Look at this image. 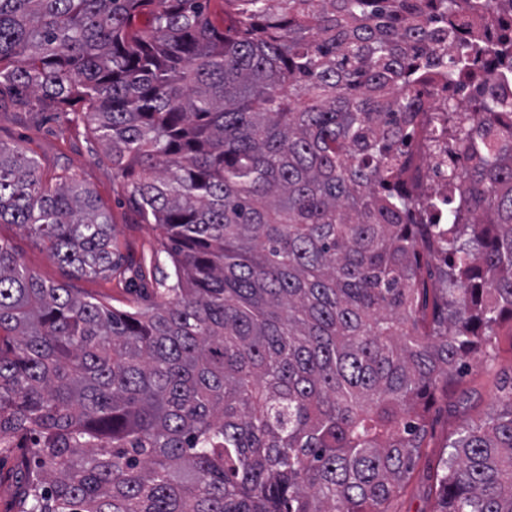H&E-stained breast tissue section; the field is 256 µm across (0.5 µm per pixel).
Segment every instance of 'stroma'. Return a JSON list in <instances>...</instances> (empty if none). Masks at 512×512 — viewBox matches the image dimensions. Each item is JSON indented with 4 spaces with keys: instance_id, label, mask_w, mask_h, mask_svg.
<instances>
[{
    "instance_id": "35a3bbf8",
    "label": "stroma",
    "mask_w": 512,
    "mask_h": 512,
    "mask_svg": "<svg viewBox=\"0 0 512 512\" xmlns=\"http://www.w3.org/2000/svg\"><path fill=\"white\" fill-rule=\"evenodd\" d=\"M0 141L21 147L36 157L43 178L69 169L93 188L112 214V236L122 254L153 266L160 248V232L139 223L102 143L82 128H75L63 112H44L36 105L0 100ZM0 240L8 242L20 260L42 280L64 283L79 295H92L121 311H134L147 303L146 293L119 279L90 280L70 275L47 250L13 224H0ZM512 383V323L499 329L497 358L492 368L474 366L457 376L447 397L432 407L421 459L391 512H433L435 472L446 456L449 438L490 411L504 385Z\"/></svg>"
}]
</instances>
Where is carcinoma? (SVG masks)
Returning <instances> with one entry per match:
<instances>
[{
    "label": "carcinoma",
    "mask_w": 512,
    "mask_h": 512,
    "mask_svg": "<svg viewBox=\"0 0 512 512\" xmlns=\"http://www.w3.org/2000/svg\"><path fill=\"white\" fill-rule=\"evenodd\" d=\"M0 0V94L91 129L167 267L116 253L66 171L0 141V449L21 512H390L429 410L512 321V102L476 67L512 0ZM484 86L424 111L435 79ZM448 194L407 180L417 123ZM440 260L427 304L423 264ZM434 512H512V390L447 444ZM0 238L8 242L20 260L47 283H65L78 295H92L98 300L121 311H135L149 304L147 297L158 301L149 283L147 293L124 283L118 278L112 280H90L71 276L47 250L28 237L13 224H0Z\"/></svg>",
    "instance_id": "1"
}]
</instances>
